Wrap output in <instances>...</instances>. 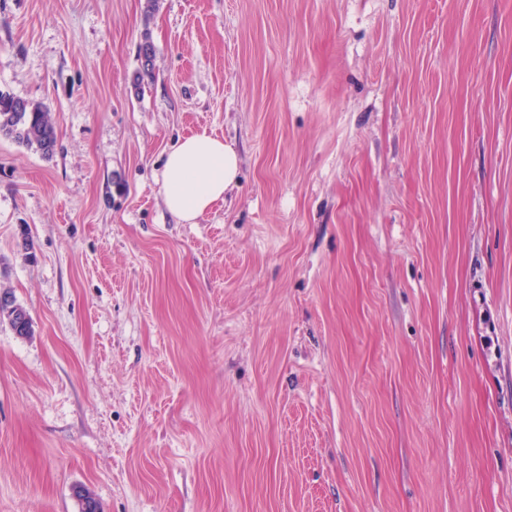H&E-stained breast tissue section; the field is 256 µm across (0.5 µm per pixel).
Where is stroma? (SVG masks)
Returning <instances> with one entry per match:
<instances>
[{
	"label": "stroma",
	"instance_id": "1",
	"mask_svg": "<svg viewBox=\"0 0 512 512\" xmlns=\"http://www.w3.org/2000/svg\"><path fill=\"white\" fill-rule=\"evenodd\" d=\"M0 90V512H512V0H0ZM137 57L140 65L134 76L133 84L139 88L144 78L150 77L153 71L155 48L149 37H144L143 41L139 44ZM0 137L12 139L45 156L53 153L56 131L41 103L0 91ZM236 150L206 131L182 139L168 153L164 171L165 203L183 224L194 222L237 184ZM3 293L7 294L10 297V300H11L10 304L13 306V309L10 310L9 313H7L6 308H4L0 303V325L7 324L9 326V328L11 329V331L16 336H21V337L32 336V320H31L30 314L27 311V309L24 306H22L21 304L17 303L16 297L14 296V294L12 292L4 291ZM19 307L23 311L22 312L23 319L27 318V320L25 321L27 326L24 329V332L19 331L16 334L14 332V329L16 327V322L18 320V317L12 318V316L17 311V309Z\"/></svg>",
	"mask_w": 512,
	"mask_h": 512
}]
</instances>
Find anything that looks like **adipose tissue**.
<instances>
[{
    "instance_id": "adipose-tissue-1",
    "label": "adipose tissue",
    "mask_w": 512,
    "mask_h": 512,
    "mask_svg": "<svg viewBox=\"0 0 512 512\" xmlns=\"http://www.w3.org/2000/svg\"><path fill=\"white\" fill-rule=\"evenodd\" d=\"M239 159L233 146L207 132L178 142L164 171L165 203L181 222H194L238 181Z\"/></svg>"
}]
</instances>
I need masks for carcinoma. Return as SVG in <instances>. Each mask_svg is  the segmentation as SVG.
<instances>
[{
	"label": "carcinoma",
	"instance_id": "obj_1",
	"mask_svg": "<svg viewBox=\"0 0 512 512\" xmlns=\"http://www.w3.org/2000/svg\"><path fill=\"white\" fill-rule=\"evenodd\" d=\"M155 48L149 37L138 47L140 62L133 84L141 88L144 78L151 76ZM0 137L9 138L45 156L53 153L56 131L50 112L40 103L0 91Z\"/></svg>",
	"mask_w": 512,
	"mask_h": 512
}]
</instances>
